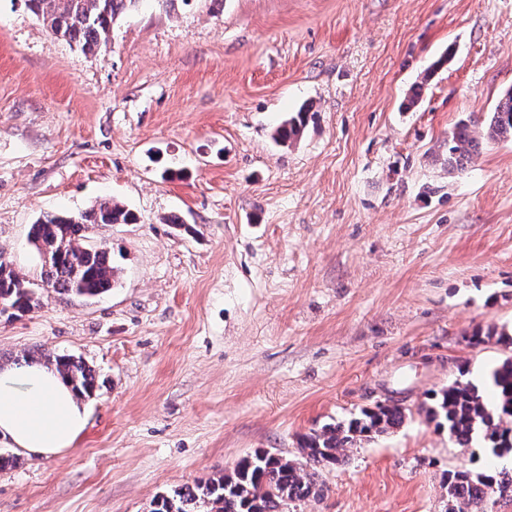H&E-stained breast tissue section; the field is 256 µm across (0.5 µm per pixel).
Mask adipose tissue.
Listing matches in <instances>:
<instances>
[{"mask_svg": "<svg viewBox=\"0 0 512 512\" xmlns=\"http://www.w3.org/2000/svg\"><path fill=\"white\" fill-rule=\"evenodd\" d=\"M88 421L82 394L53 366L0 369V439L39 456L75 447Z\"/></svg>", "mask_w": 512, "mask_h": 512, "instance_id": "obj_1", "label": "adipose tissue"}]
</instances>
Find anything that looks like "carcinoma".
Returning a JSON list of instances; mask_svg holds the SVG:
<instances>
[{
    "instance_id": "carcinoma-1",
    "label": "carcinoma",
    "mask_w": 512,
    "mask_h": 512,
    "mask_svg": "<svg viewBox=\"0 0 512 512\" xmlns=\"http://www.w3.org/2000/svg\"><path fill=\"white\" fill-rule=\"evenodd\" d=\"M28 9L48 32L84 53L107 45L117 19L141 0H25ZM303 108L275 131L286 144L306 124ZM512 139V90L494 111L480 119L460 121L448 139V170H464L484 142ZM130 214L119 204L103 201L74 216L47 215L31 226L29 239L36 246L59 249L48 266H42L43 287L59 295L97 297L112 289L117 267L106 245L85 242L90 224L129 222ZM42 306V296L11 264L0 260V312H32ZM84 396L97 388L93 370L70 355L48 358ZM428 417L448 430L449 438L466 446L485 443L491 462L483 468L465 463L448 472L445 488L448 512H488L493 495L512 493V472L495 469L494 460L512 456V357L494 368L487 386L455 381L435 395ZM405 411L396 403L379 402L346 421L329 423L300 439L303 461L271 455L258 449L242 458L230 474L221 473L193 487L161 495L150 512H288V506L318 496L319 468L348 462L347 445L358 437L388 432L403 424Z\"/></svg>"
}]
</instances>
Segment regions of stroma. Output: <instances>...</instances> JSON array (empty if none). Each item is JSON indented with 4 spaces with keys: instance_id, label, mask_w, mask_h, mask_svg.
<instances>
[{
    "instance_id": "stroma-1",
    "label": "stroma",
    "mask_w": 512,
    "mask_h": 512,
    "mask_svg": "<svg viewBox=\"0 0 512 512\" xmlns=\"http://www.w3.org/2000/svg\"><path fill=\"white\" fill-rule=\"evenodd\" d=\"M509 90L512 0H141L95 56L0 0V259L37 285L38 219L134 217L86 232L106 294L0 313V365L70 354L99 383L75 448L0 442V512H149L385 400L403 425L296 512H446V473L484 456L426 410L512 354L471 341L512 328V140L432 157ZM307 112H309V109L303 108L285 120L276 129L275 139L282 144H287L294 140L306 124Z\"/></svg>"
}]
</instances>
